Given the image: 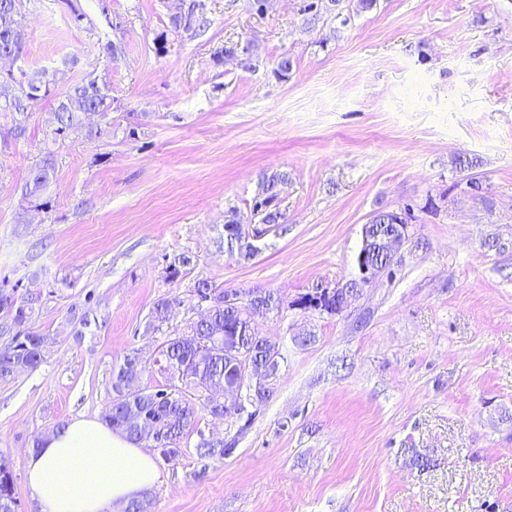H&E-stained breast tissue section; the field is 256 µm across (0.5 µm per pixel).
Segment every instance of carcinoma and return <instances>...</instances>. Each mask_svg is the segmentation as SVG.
Segmentation results:
<instances>
[{
  "instance_id": "1",
  "label": "carcinoma",
  "mask_w": 512,
  "mask_h": 512,
  "mask_svg": "<svg viewBox=\"0 0 512 512\" xmlns=\"http://www.w3.org/2000/svg\"><path fill=\"white\" fill-rule=\"evenodd\" d=\"M20 0H0V56L11 53L22 56L25 25L19 7ZM66 73L52 74L46 84L15 82L13 70L0 71V84L13 87L11 95L0 102V112L12 114L16 136L25 134L27 123L35 107L54 93L57 82L64 81ZM115 99L107 82L99 77H88L68 85L57 98L55 128L51 141L65 137L67 132L80 126L88 115L98 113L106 117ZM55 171L54 152L46 149L43 157L29 172L22 188L23 197L39 201L46 193ZM280 175H273L263 183L262 197L255 199L251 214L259 217L265 231L281 224L283 213L276 207ZM34 299L16 296L0 290V312L11 320L14 334L11 342L0 349V381H9L16 373L37 368L43 360L46 337L31 326ZM243 350L251 360L252 371L264 381L260 391L247 393L249 404L261 402L269 396L267 383L277 377L278 370L268 369L265 361L274 356L282 359L275 344L260 336L257 316L243 308H228L224 299L208 303L206 314L190 323L186 331L163 342L161 361L170 367L166 388L151 390L140 384L145 369L138 350L124 355L123 363L112 371V389L116 396L106 405L102 419L115 430L132 440L142 439L141 426L151 419L155 430L153 447L168 462L184 453L183 440L193 429L199 412L224 416V405L214 406L208 393L236 383L235 358L228 356L233 350ZM232 444L200 438L196 451L201 456L222 457ZM0 512H17L14 474L11 462L0 457Z\"/></svg>"
}]
</instances>
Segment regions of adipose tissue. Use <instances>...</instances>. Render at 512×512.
Here are the masks:
<instances>
[{"label": "adipose tissue", "instance_id": "1", "mask_svg": "<svg viewBox=\"0 0 512 512\" xmlns=\"http://www.w3.org/2000/svg\"><path fill=\"white\" fill-rule=\"evenodd\" d=\"M26 479L42 512H112L150 491L159 470L138 443L82 415L42 437L26 459Z\"/></svg>", "mask_w": 512, "mask_h": 512}]
</instances>
